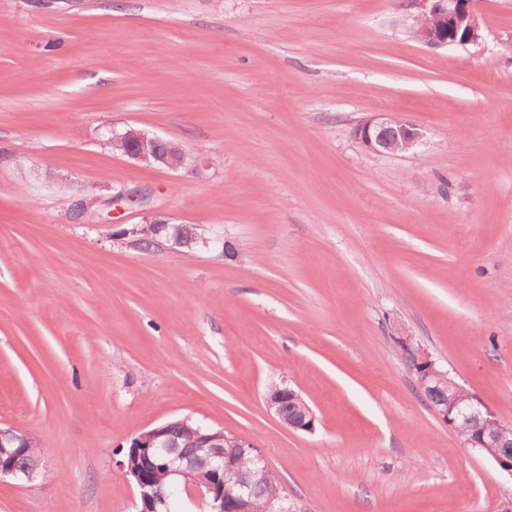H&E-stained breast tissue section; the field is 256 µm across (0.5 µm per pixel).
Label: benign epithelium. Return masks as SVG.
<instances>
[{
  "mask_svg": "<svg viewBox=\"0 0 512 512\" xmlns=\"http://www.w3.org/2000/svg\"><path fill=\"white\" fill-rule=\"evenodd\" d=\"M428 7L415 19L412 37L429 49L477 44L483 38L481 16L474 0H423ZM363 146L375 154H397L418 147L424 135L420 128L391 112H378L357 129ZM108 141L112 150L147 165L177 170L185 166L188 157L182 146L172 140L149 136L128 128L112 130ZM421 393L430 397L429 404L440 421L460 438L463 447L479 453L493 449L490 460L504 477L512 479V425L501 422L493 411L476 395L463 389L442 369L424 349L413 345V336L399 331L395 337ZM269 412L295 431L309 432L315 424V414L300 393L280 385L266 397ZM197 448L203 454H189L179 443V436L166 423L144 431L130 441L136 449L119 466L136 486L138 512H174L175 479L182 478V490L187 499L201 504L209 512H224V476L235 479L237 495L233 512H254L252 488L268 481L269 467L262 452L250 441L235 436L227 438L224 430L201 426L194 433ZM22 440L14 426L0 425V480H33L40 472L41 458L34 454L27 465L16 467L22 452ZM162 450L167 456L164 476L173 478L168 484L156 480L150 470L157 466L151 450ZM252 455V466L239 467L245 454ZM265 512H293L280 490L271 491Z\"/></svg>",
  "mask_w": 512,
  "mask_h": 512,
  "instance_id": "1",
  "label": "benign epithelium"
}]
</instances>
